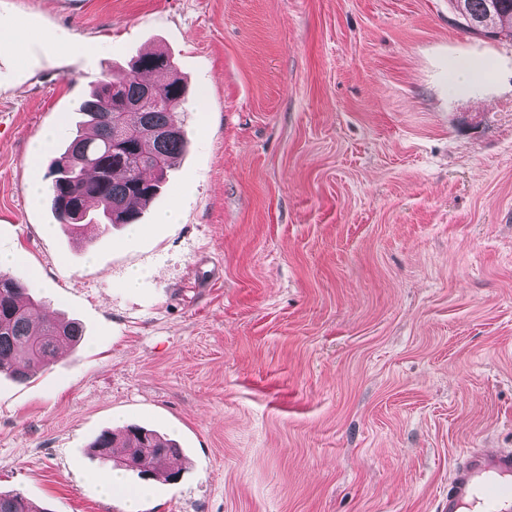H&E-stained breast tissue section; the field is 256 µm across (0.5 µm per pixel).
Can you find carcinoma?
<instances>
[{"mask_svg": "<svg viewBox=\"0 0 512 512\" xmlns=\"http://www.w3.org/2000/svg\"><path fill=\"white\" fill-rule=\"evenodd\" d=\"M454 12L474 21L484 35L512 37V0H450ZM162 70L170 78L157 84L161 100H144L148 71ZM185 87L168 55L143 54L128 70L109 72L83 98L75 111L86 117L87 131L75 136L55 157L45 174L46 201L56 222L72 230L90 225L134 224L142 209L161 193V184L185 149L184 134L159 139L158 128L177 125ZM130 132L122 151L113 145L116 122ZM97 212H90L88 202ZM83 327L74 319H40L39 302L29 283L0 274V374L18 382L53 363L58 344L79 343ZM178 452L176 444L155 431L131 425L116 436L101 432L89 445L91 457L115 463L141 476L179 478L160 472L158 464ZM0 512H46L19 492L0 491Z\"/></svg>", "mask_w": 512, "mask_h": 512, "instance_id": "cac0c4a2", "label": "carcinoma"}]
</instances>
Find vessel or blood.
<instances>
[{
  "label": "vessel or blood",
  "instance_id": "vessel-or-blood-1",
  "mask_svg": "<svg viewBox=\"0 0 512 512\" xmlns=\"http://www.w3.org/2000/svg\"><path fill=\"white\" fill-rule=\"evenodd\" d=\"M441 512H512V450L467 452L448 482Z\"/></svg>",
  "mask_w": 512,
  "mask_h": 512
}]
</instances>
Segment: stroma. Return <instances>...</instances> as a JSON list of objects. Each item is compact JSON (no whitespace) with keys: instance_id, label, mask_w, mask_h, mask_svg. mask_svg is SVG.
Wrapping results in <instances>:
<instances>
[{"instance_id":"stroma-1","label":"stroma","mask_w":512,"mask_h":512,"mask_svg":"<svg viewBox=\"0 0 512 512\" xmlns=\"http://www.w3.org/2000/svg\"><path fill=\"white\" fill-rule=\"evenodd\" d=\"M0 27V252L85 329L0 376L1 491L124 512L86 449L137 424L180 447L141 512H440L467 449L512 448V38L448 0H0ZM154 51L187 149L141 235H69L29 147Z\"/></svg>"}]
</instances>
